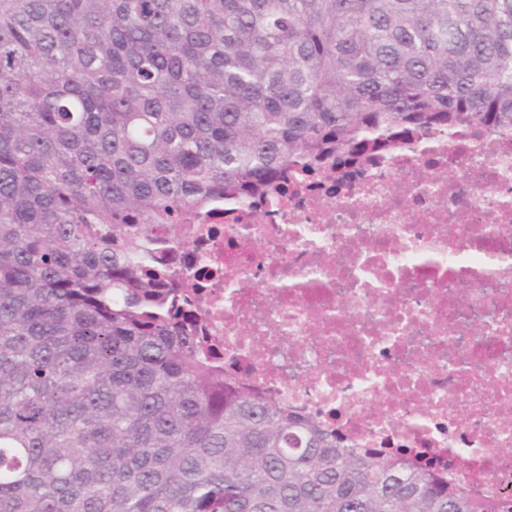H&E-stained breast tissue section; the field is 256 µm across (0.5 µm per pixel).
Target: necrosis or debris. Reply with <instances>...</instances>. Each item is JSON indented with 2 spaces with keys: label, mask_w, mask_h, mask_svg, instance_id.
<instances>
[{
  "label": "necrosis or debris",
  "mask_w": 512,
  "mask_h": 512,
  "mask_svg": "<svg viewBox=\"0 0 512 512\" xmlns=\"http://www.w3.org/2000/svg\"><path fill=\"white\" fill-rule=\"evenodd\" d=\"M148 232L225 366L362 448L512 493V132L461 126L312 178L292 168Z\"/></svg>",
  "instance_id": "obj_1"
}]
</instances>
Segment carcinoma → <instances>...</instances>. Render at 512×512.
<instances>
[{
  "instance_id": "1",
  "label": "carcinoma",
  "mask_w": 512,
  "mask_h": 512,
  "mask_svg": "<svg viewBox=\"0 0 512 512\" xmlns=\"http://www.w3.org/2000/svg\"><path fill=\"white\" fill-rule=\"evenodd\" d=\"M512 130V0H0V512H512L204 354L142 232Z\"/></svg>"
}]
</instances>
